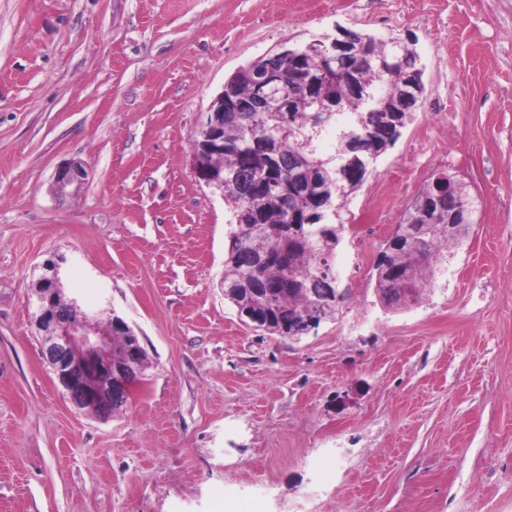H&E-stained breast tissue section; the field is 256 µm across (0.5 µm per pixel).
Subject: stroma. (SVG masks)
<instances>
[{
  "label": "stroma",
  "mask_w": 512,
  "mask_h": 512,
  "mask_svg": "<svg viewBox=\"0 0 512 512\" xmlns=\"http://www.w3.org/2000/svg\"><path fill=\"white\" fill-rule=\"evenodd\" d=\"M413 43L424 94L341 212L350 297L301 338L221 288L232 212L189 158L238 69L337 29ZM88 176L65 187L57 168ZM447 171L448 276L392 306L374 262ZM121 317L146 368L74 406L27 297ZM338 463L326 473L325 460ZM512 512V0H0V512Z\"/></svg>",
  "instance_id": "stroma-1"
}]
</instances>
